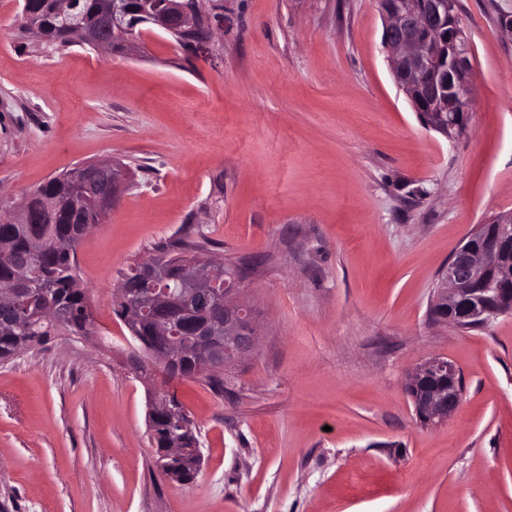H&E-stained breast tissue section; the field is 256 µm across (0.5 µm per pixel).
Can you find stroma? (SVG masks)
I'll list each match as a JSON object with an SVG mask.
<instances>
[{"label":"stroma","instance_id":"obj_1","mask_svg":"<svg viewBox=\"0 0 512 512\" xmlns=\"http://www.w3.org/2000/svg\"><path fill=\"white\" fill-rule=\"evenodd\" d=\"M512 0H459L465 130L426 127L390 74L378 0H224L212 55L143 32L133 57L59 46L0 0V214L78 164L136 183L77 250L93 334L0 363V512H512V313L462 329L430 303L452 253L512 211ZM253 267L255 353L177 381L196 478L154 468L116 283L156 247ZM452 362L424 425L405 392ZM89 165L106 169L112 173L110 202L112 208H114L119 203L124 192L135 183V172L116 159L87 162L83 164L81 168H85ZM406 383V391L420 423L447 421L457 412L463 395V381L459 371L447 359L426 361L409 375Z\"/></svg>","mask_w":512,"mask_h":512}]
</instances>
